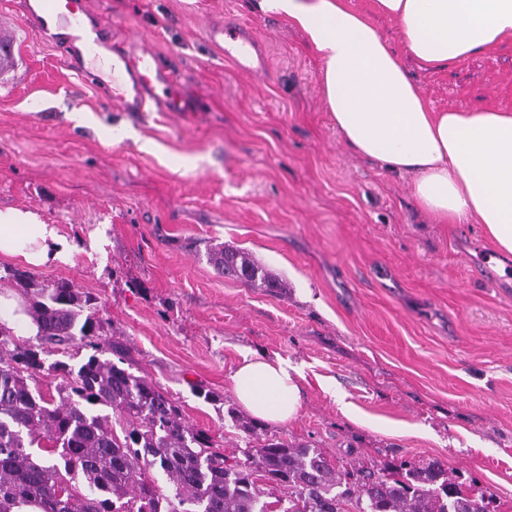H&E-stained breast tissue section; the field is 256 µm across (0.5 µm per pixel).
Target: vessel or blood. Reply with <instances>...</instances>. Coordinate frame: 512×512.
I'll use <instances>...</instances> for the list:
<instances>
[{
  "label": "vessel or blood",
  "mask_w": 512,
  "mask_h": 512,
  "mask_svg": "<svg viewBox=\"0 0 512 512\" xmlns=\"http://www.w3.org/2000/svg\"><path fill=\"white\" fill-rule=\"evenodd\" d=\"M25 17L35 34H43L49 25L70 30V37L57 41V51L65 57L76 51L75 43L83 39V18L90 12L88 0H26ZM208 41L223 51L237 67L246 63L257 53L259 47L250 32L242 25L227 23L210 26L206 31ZM118 62L112 67L113 80L119 81L123 91L117 98L126 112L143 111L146 99H153L157 109L163 112H186L190 106L185 97L178 93L160 98L155 96L154 87L163 83L175 85L177 78L173 70L162 67L158 58L150 51L137 54L118 52Z\"/></svg>",
  "instance_id": "b4317fda"
}]
</instances>
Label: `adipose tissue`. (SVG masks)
I'll return each mask as SVG.
<instances>
[{
	"instance_id": "1",
	"label": "adipose tissue",
	"mask_w": 512,
	"mask_h": 512,
	"mask_svg": "<svg viewBox=\"0 0 512 512\" xmlns=\"http://www.w3.org/2000/svg\"><path fill=\"white\" fill-rule=\"evenodd\" d=\"M395 19L413 54L448 63L512 39V0H375ZM287 18L320 56L323 100L358 156L413 175L419 207L442 224H478L512 253V112L433 111L374 23L346 0H256ZM75 246L37 215L0 210V254L32 266L71 259ZM299 369L244 355L233 393L258 420L283 423L301 406Z\"/></svg>"
}]
</instances>
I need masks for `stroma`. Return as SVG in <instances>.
<instances>
[{
	"label": "stroma",
	"mask_w": 512,
	"mask_h": 512,
	"mask_svg": "<svg viewBox=\"0 0 512 512\" xmlns=\"http://www.w3.org/2000/svg\"><path fill=\"white\" fill-rule=\"evenodd\" d=\"M113 48L158 53L195 112H126L0 0L16 66L0 73V209L36 213L77 246L35 268L96 297L102 342L232 453L252 435L231 376L244 354L282 359L301 407L256 436L321 449L331 463L440 462L512 512V261L497 282L472 267L496 250L478 224H437L413 177L355 155L320 90L322 61L286 18L253 0H89ZM371 16L436 110L512 111V41L445 67ZM234 21L266 45L247 72L205 39ZM73 112H89L78 126ZM132 137L117 139V129ZM243 248L288 283L271 291L209 258Z\"/></svg>",
	"instance_id": "obj_1"
}]
</instances>
